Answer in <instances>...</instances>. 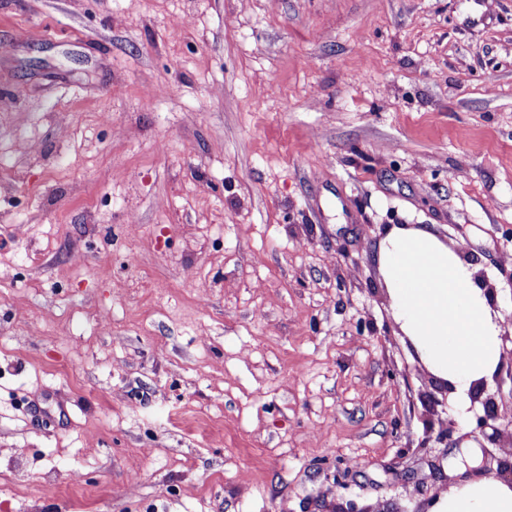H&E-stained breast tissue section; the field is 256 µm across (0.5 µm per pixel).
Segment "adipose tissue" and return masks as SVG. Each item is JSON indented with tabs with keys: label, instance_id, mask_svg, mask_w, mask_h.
Segmentation results:
<instances>
[{
	"label": "adipose tissue",
	"instance_id": "ef3b65f1",
	"mask_svg": "<svg viewBox=\"0 0 512 512\" xmlns=\"http://www.w3.org/2000/svg\"><path fill=\"white\" fill-rule=\"evenodd\" d=\"M408 246L427 264L424 277L401 287L395 249ZM379 262L393 314L422 354L428 369L455 388L460 409L470 405L472 385L491 379L501 359L502 317L478 283L473 264L430 233L392 228ZM434 512H512V482L470 480L449 490Z\"/></svg>",
	"mask_w": 512,
	"mask_h": 512
}]
</instances>
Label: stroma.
Masks as SVG:
<instances>
[{"label": "stroma", "mask_w": 512, "mask_h": 512, "mask_svg": "<svg viewBox=\"0 0 512 512\" xmlns=\"http://www.w3.org/2000/svg\"><path fill=\"white\" fill-rule=\"evenodd\" d=\"M395 226L474 258L512 330V0H0V512L503 479L512 446L433 414Z\"/></svg>", "instance_id": "stroma-1"}]
</instances>
